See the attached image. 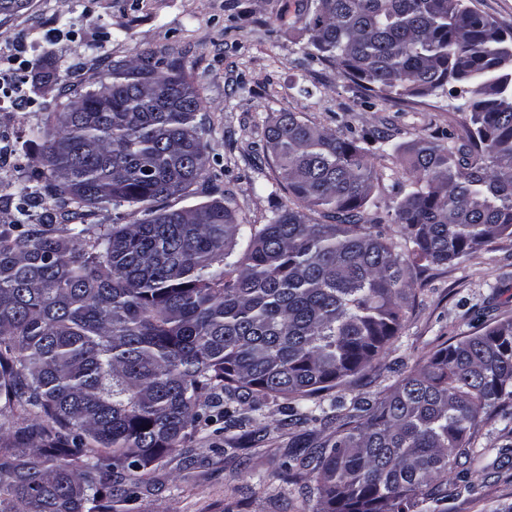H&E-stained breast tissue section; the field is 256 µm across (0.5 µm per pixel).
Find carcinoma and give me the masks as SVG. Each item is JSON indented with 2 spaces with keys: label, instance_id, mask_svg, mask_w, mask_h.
Listing matches in <instances>:
<instances>
[{
  "label": "carcinoma",
  "instance_id": "carcinoma-1",
  "mask_svg": "<svg viewBox=\"0 0 512 512\" xmlns=\"http://www.w3.org/2000/svg\"><path fill=\"white\" fill-rule=\"evenodd\" d=\"M308 46L376 96L466 95L467 143L410 149L394 213L370 212L386 139L281 112L267 148L298 206L241 224L232 200L163 210L208 177L186 77L144 56L50 112L35 185L0 231V512H107L219 408L257 390L306 418L399 330L410 262L456 261L512 237V43L469 0H306ZM143 208L88 224L93 208ZM66 222L56 235L37 209ZM401 225L402 241L370 228ZM512 320L439 349L382 397L336 410L310 456L320 512H444L437 481L468 472L493 413L512 422Z\"/></svg>",
  "mask_w": 512,
  "mask_h": 512
}]
</instances>
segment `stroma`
Instances as JSON below:
<instances>
[{
    "mask_svg": "<svg viewBox=\"0 0 512 512\" xmlns=\"http://www.w3.org/2000/svg\"><path fill=\"white\" fill-rule=\"evenodd\" d=\"M302 0H30L0 16V59L22 55L27 82L19 102H0V229L16 218L9 195L28 186L40 148L29 129L75 94L111 83L115 61L152 50L173 62L205 99L198 113L213 181L169 199L191 207L232 195L240 222L267 223L272 209L294 202L278 185L279 170L265 149L267 128L282 112L349 137L375 132L396 151L375 157L380 176L372 200L393 210L402 153L418 139L455 146L466 141V118L446 95H370L337 69L313 58L299 12ZM53 82L43 86L42 72ZM413 293L390 349L363 373L323 392L329 406L342 396L375 398L411 372L428 369L433 354L463 337L512 319V238L502 237L460 260L413 266ZM248 418L225 428L223 416L200 420L177 448L149 472L134 501L118 512H317L311 478L287 479L288 449L310 452L334 436L326 415L287 423L283 399L259 391L222 395ZM487 451L470 470L448 512H494L512 503V432L492 421L476 435Z\"/></svg>",
    "mask_w": 512,
    "mask_h": 512,
    "instance_id": "1",
    "label": "stroma"
}]
</instances>
